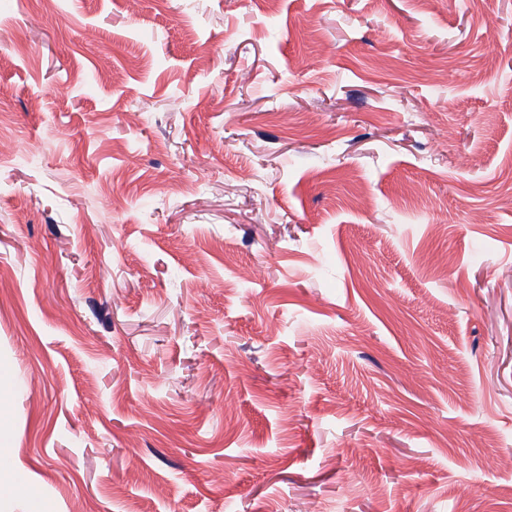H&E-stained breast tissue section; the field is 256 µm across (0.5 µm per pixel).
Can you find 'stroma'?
Masks as SVG:
<instances>
[{"instance_id": "stroma-1", "label": "stroma", "mask_w": 512, "mask_h": 512, "mask_svg": "<svg viewBox=\"0 0 512 512\" xmlns=\"http://www.w3.org/2000/svg\"><path fill=\"white\" fill-rule=\"evenodd\" d=\"M0 107V512H512V0H0Z\"/></svg>"}]
</instances>
